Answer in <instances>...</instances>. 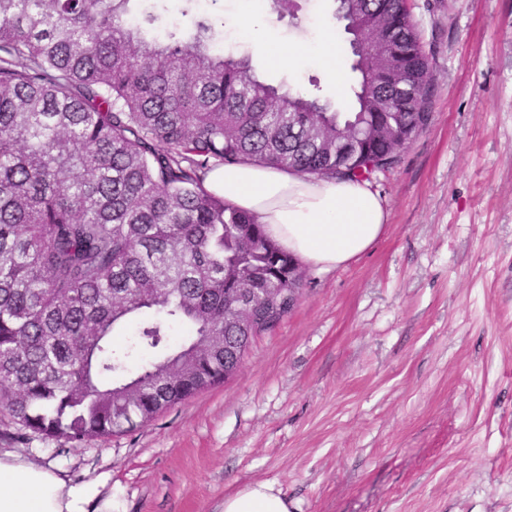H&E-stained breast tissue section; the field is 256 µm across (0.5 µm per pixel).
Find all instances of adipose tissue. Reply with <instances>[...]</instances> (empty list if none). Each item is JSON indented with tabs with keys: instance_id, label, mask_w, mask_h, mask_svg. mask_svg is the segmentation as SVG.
<instances>
[{
	"instance_id": "ef3b65f1",
	"label": "adipose tissue",
	"mask_w": 512,
	"mask_h": 512,
	"mask_svg": "<svg viewBox=\"0 0 512 512\" xmlns=\"http://www.w3.org/2000/svg\"><path fill=\"white\" fill-rule=\"evenodd\" d=\"M271 66L297 65L311 56L337 91L346 72L333 32L315 45L287 43L270 36ZM205 187L263 224L267 234L296 258L329 271L349 264L383 234L388 221L369 181L320 179L255 163L230 164L208 172ZM96 488L73 484L53 471L0 454V512H90ZM224 512H291L272 483L245 485L224 500Z\"/></svg>"
}]
</instances>
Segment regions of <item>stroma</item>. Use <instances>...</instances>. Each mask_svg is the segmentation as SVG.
Masks as SVG:
<instances>
[{"label": "stroma", "mask_w": 512, "mask_h": 512, "mask_svg": "<svg viewBox=\"0 0 512 512\" xmlns=\"http://www.w3.org/2000/svg\"><path fill=\"white\" fill-rule=\"evenodd\" d=\"M429 56L428 128L371 185L388 213L358 260L302 264L297 306L240 370L135 431L67 443L0 411V450L94 482L112 512H224L269 481L293 512H512V0H409ZM335 0L257 12L266 83L337 94L313 59L274 68L267 25L316 41Z\"/></svg>", "instance_id": "stroma-1"}]
</instances>
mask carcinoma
<instances>
[{"mask_svg":"<svg viewBox=\"0 0 512 512\" xmlns=\"http://www.w3.org/2000/svg\"><path fill=\"white\" fill-rule=\"evenodd\" d=\"M0 0V409L65 442L151 423L224 381L240 336L224 288L288 304L296 258L204 186L258 163L369 180L375 130L429 123L428 55L406 0H350L356 107L261 81L214 53L219 16L151 37L160 0ZM141 315L135 339L115 327ZM180 326L189 341L173 348ZM157 359L131 371L130 359Z\"/></svg>","mask_w":512,"mask_h":512,"instance_id":"cac0c4a2","label":"carcinoma"}]
</instances>
